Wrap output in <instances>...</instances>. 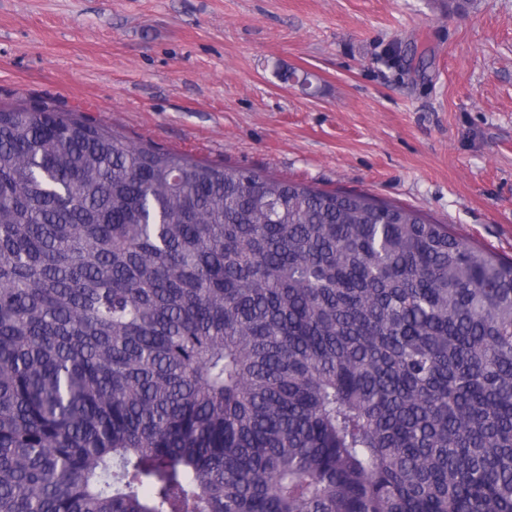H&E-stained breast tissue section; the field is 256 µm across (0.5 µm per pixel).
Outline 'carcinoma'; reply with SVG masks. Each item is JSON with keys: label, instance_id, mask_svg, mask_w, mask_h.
<instances>
[{"label": "carcinoma", "instance_id": "obj_1", "mask_svg": "<svg viewBox=\"0 0 512 512\" xmlns=\"http://www.w3.org/2000/svg\"><path fill=\"white\" fill-rule=\"evenodd\" d=\"M0 512H512V260L1 104Z\"/></svg>", "mask_w": 512, "mask_h": 512}]
</instances>
